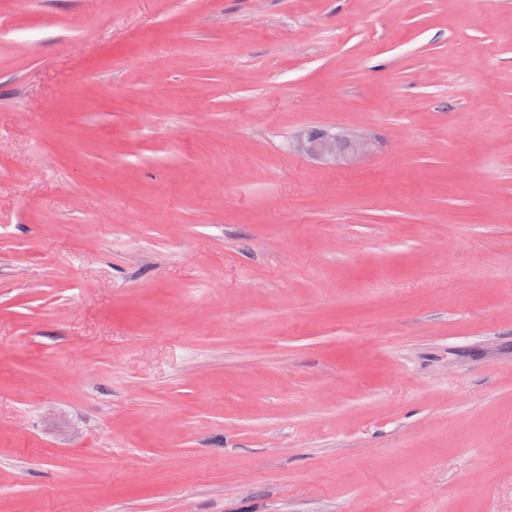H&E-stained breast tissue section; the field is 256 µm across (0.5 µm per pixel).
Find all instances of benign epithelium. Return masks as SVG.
<instances>
[{
    "instance_id": "7a95c632",
    "label": "benign epithelium",
    "mask_w": 512,
    "mask_h": 512,
    "mask_svg": "<svg viewBox=\"0 0 512 512\" xmlns=\"http://www.w3.org/2000/svg\"><path fill=\"white\" fill-rule=\"evenodd\" d=\"M294 148L323 168L352 163L369 151V142L347 128L325 130L318 136L299 132Z\"/></svg>"
}]
</instances>
